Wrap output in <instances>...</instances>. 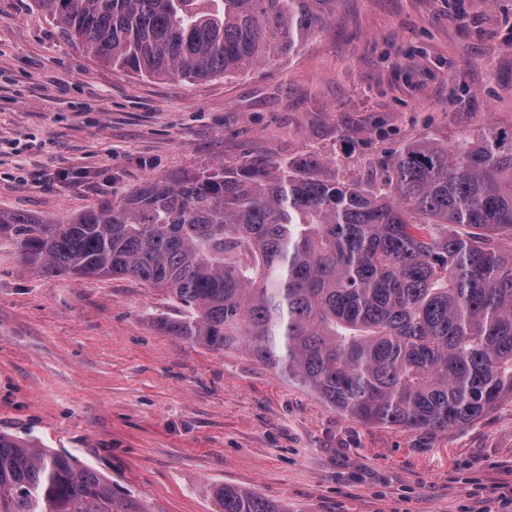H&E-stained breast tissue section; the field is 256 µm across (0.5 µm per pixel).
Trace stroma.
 Masks as SVG:
<instances>
[{"mask_svg":"<svg viewBox=\"0 0 512 512\" xmlns=\"http://www.w3.org/2000/svg\"><path fill=\"white\" fill-rule=\"evenodd\" d=\"M512 132V0H339L290 59L234 78L136 76L0 0V210L63 219L148 180L313 158L382 183L385 155ZM128 276L45 275L0 245V432L63 450L146 512L234 485L288 512H512V401L445 431L345 416L246 347L170 335Z\"/></svg>","mask_w":512,"mask_h":512,"instance_id":"stroma-1","label":"stroma"}]
</instances>
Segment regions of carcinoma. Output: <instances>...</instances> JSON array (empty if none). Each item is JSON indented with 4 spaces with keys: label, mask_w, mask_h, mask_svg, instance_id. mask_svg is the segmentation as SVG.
Wrapping results in <instances>:
<instances>
[{
    "label": "carcinoma",
    "mask_w": 512,
    "mask_h": 512,
    "mask_svg": "<svg viewBox=\"0 0 512 512\" xmlns=\"http://www.w3.org/2000/svg\"><path fill=\"white\" fill-rule=\"evenodd\" d=\"M98 60L228 78L291 58L338 0H31ZM380 189L315 160L146 181L62 221L0 211L45 274L131 276L167 294L166 330L253 357L337 411L443 431L512 400V146L488 130L390 153ZM220 512H284L229 485ZM0 512H145L65 451L0 433Z\"/></svg>",
    "instance_id": "1"
}]
</instances>
